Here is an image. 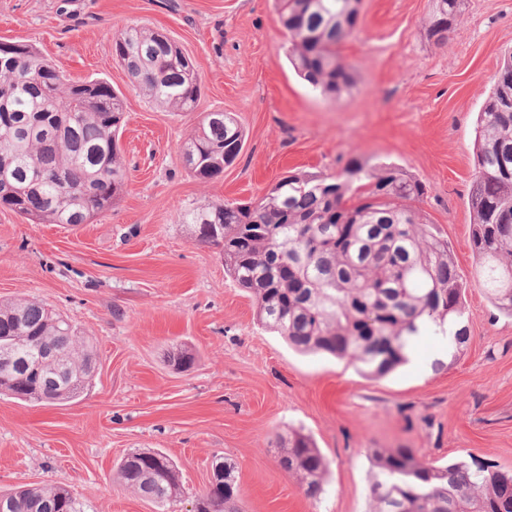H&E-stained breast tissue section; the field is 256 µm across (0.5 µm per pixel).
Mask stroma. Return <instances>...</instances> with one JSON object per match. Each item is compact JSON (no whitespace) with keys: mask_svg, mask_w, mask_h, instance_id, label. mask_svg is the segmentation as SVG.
I'll use <instances>...</instances> for the list:
<instances>
[{"mask_svg":"<svg viewBox=\"0 0 512 512\" xmlns=\"http://www.w3.org/2000/svg\"><path fill=\"white\" fill-rule=\"evenodd\" d=\"M432 0H361L341 47L355 84L340 101L289 64L276 0H0V41L32 44L70 80L121 93L124 192L89 224H36L0 207V302L34 297L98 349L91 387L54 405L0 395V491L52 484L96 512H158L116 470L135 450L177 466L184 496L214 457L239 467L240 512H369L373 448H411L512 469V318L474 279L468 195L478 112L512 50V0H464L447 45L422 28ZM163 30L202 79L194 111L151 102L112 48L127 25ZM210 112L244 131L237 160L205 181L182 145ZM403 168L425 188L418 207L448 240L467 284L469 341L455 364L425 332L415 360L374 380L326 354H301L256 320L252 297L177 212L207 199L248 202L287 174H339L352 158ZM196 362L174 369L168 355ZM299 430L329 462L320 498L282 467L276 438Z\"/></svg>","mask_w":512,"mask_h":512,"instance_id":"35a3bbf8","label":"stroma"}]
</instances>
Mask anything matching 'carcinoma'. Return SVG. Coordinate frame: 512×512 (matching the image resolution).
<instances>
[{"mask_svg": "<svg viewBox=\"0 0 512 512\" xmlns=\"http://www.w3.org/2000/svg\"><path fill=\"white\" fill-rule=\"evenodd\" d=\"M462 0H433L428 40L448 42ZM360 0H278L288 59L313 89L336 100L354 84L342 43L358 31ZM113 51L144 94L170 112H191L202 80L162 32L131 24ZM0 68V205L37 224H88L123 193L118 146L125 107L102 81H71L30 44ZM243 131L228 113L210 112L185 142V166L203 180L233 164ZM425 188L401 167L358 158L334 177L288 175L255 203L208 199L178 223L215 231L224 271L253 298L258 323L303 353L325 352L381 378L408 361L429 329L464 315L466 285L448 239L410 202ZM476 274L491 304L512 317V54L494 75L478 112L475 173L469 192ZM20 360L0 367L3 393L38 403L75 400L92 383L97 352L87 337L34 297L0 303V342ZM196 356L170 354L179 370ZM280 463L311 498L323 492L328 463L311 436L288 433ZM370 512H512V471L464 461L439 466L411 448H372ZM118 477L167 512L183 494L165 455L137 450ZM238 470L224 460L219 485L198 495L197 512H238ZM12 512H94L60 486L0 493Z\"/></svg>", "mask_w": 512, "mask_h": 512, "instance_id": "obj_1", "label": "carcinoma"}]
</instances>
